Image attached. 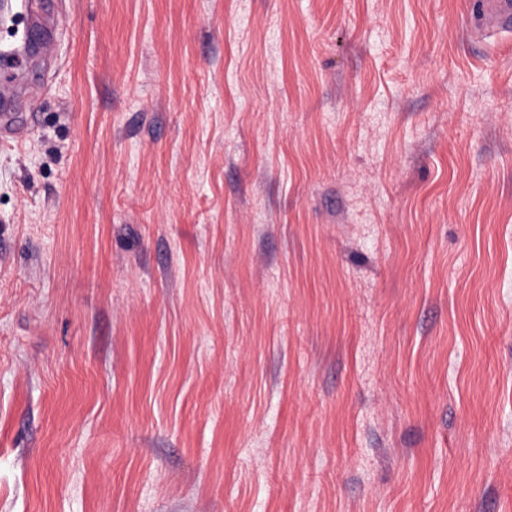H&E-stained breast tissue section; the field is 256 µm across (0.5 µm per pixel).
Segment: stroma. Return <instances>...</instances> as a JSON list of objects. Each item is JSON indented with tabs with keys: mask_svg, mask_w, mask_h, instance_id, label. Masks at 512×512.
<instances>
[{
	"mask_svg": "<svg viewBox=\"0 0 512 512\" xmlns=\"http://www.w3.org/2000/svg\"><path fill=\"white\" fill-rule=\"evenodd\" d=\"M480 2L42 0L0 141V512H512Z\"/></svg>",
	"mask_w": 512,
	"mask_h": 512,
	"instance_id": "35a3bbf8",
	"label": "stroma"
}]
</instances>
